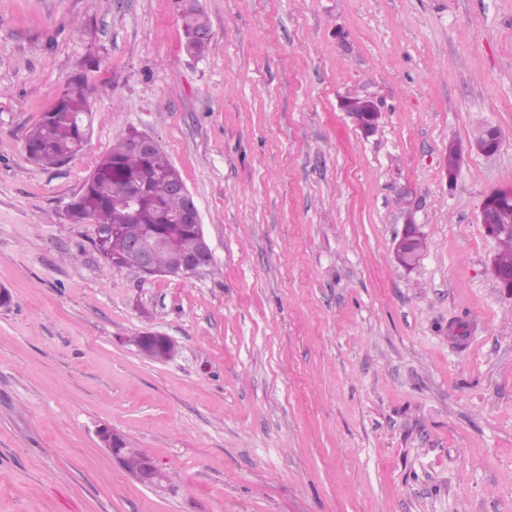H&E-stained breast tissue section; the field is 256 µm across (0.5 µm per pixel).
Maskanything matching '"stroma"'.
Returning <instances> with one entry per match:
<instances>
[{"label": "stroma", "instance_id": "1", "mask_svg": "<svg viewBox=\"0 0 512 512\" xmlns=\"http://www.w3.org/2000/svg\"><path fill=\"white\" fill-rule=\"evenodd\" d=\"M197 4L199 58L188 0H0V512H512V295L480 221L512 187V0ZM82 65L89 137L34 163L25 135ZM130 128L180 170L212 274L108 269L64 218ZM147 330L177 355L142 359ZM183 30L185 37L184 48L186 52L192 56H202L208 46L207 39L209 38V34L205 33L201 35L196 33L199 31H207L209 33L211 31L209 20L204 12L193 5L190 6L183 15ZM191 34H196L195 39L201 38L207 41H196L191 38ZM131 342L142 358L154 362L172 359L179 348L173 337L156 331L141 332ZM97 437L101 446L139 483L150 488H160L166 483L167 476L155 461L138 449L130 448L122 435L103 427L97 431Z\"/></svg>", "mask_w": 512, "mask_h": 512}]
</instances>
